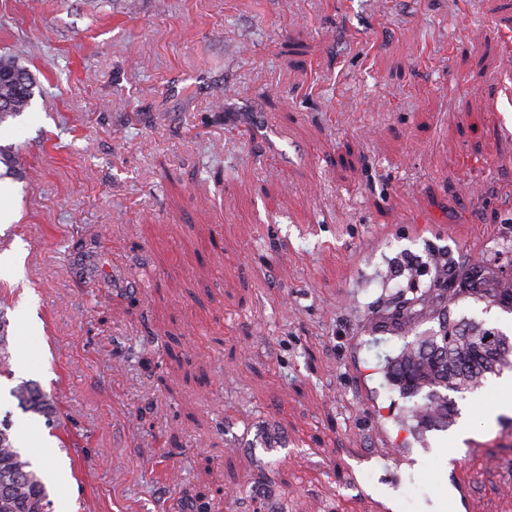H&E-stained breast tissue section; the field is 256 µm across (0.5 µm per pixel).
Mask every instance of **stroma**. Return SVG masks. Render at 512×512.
I'll list each match as a JSON object with an SVG mask.
<instances>
[{"instance_id":"stroma-1","label":"stroma","mask_w":512,"mask_h":512,"mask_svg":"<svg viewBox=\"0 0 512 512\" xmlns=\"http://www.w3.org/2000/svg\"><path fill=\"white\" fill-rule=\"evenodd\" d=\"M512 0H0V55L36 82L0 123V318L12 361L0 417L53 512H464L433 442L490 440L476 512H503L512 424L481 405L512 369L452 393L415 432L385 381L404 342L390 314L431 279L512 283ZM485 162L472 195L463 162ZM455 316L512 337V311ZM35 383L52 418L10 391ZM411 451L397 485L366 405ZM41 439L56 450L36 457Z\"/></svg>"}]
</instances>
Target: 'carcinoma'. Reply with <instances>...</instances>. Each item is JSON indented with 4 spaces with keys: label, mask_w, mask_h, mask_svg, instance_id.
Instances as JSON below:
<instances>
[{
    "label": "carcinoma",
    "mask_w": 512,
    "mask_h": 512,
    "mask_svg": "<svg viewBox=\"0 0 512 512\" xmlns=\"http://www.w3.org/2000/svg\"><path fill=\"white\" fill-rule=\"evenodd\" d=\"M34 81L14 58L0 55V122L25 111L34 96ZM471 293L491 304L512 300V288L483 289L470 282ZM439 329L422 339L407 343L387 370L389 384L406 397L423 395L413 415L423 429L446 428L456 414L448 397L439 389L462 392L512 365L500 359L503 350L512 351V341L465 318H451L448 308L435 310ZM4 322L0 321V377H12ZM428 393H423L424 389ZM18 406L47 418L52 405L32 383L23 381L12 389ZM11 424L0 421V512H52L47 488L32 463L15 448Z\"/></svg>",
    "instance_id": "1"
}]
</instances>
